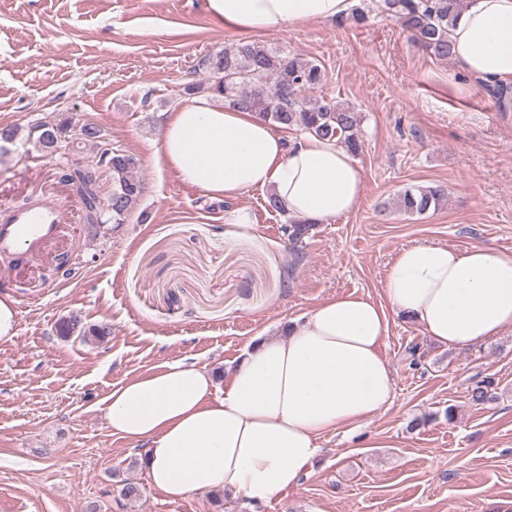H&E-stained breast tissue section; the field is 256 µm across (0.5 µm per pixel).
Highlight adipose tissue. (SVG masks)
<instances>
[{
	"mask_svg": "<svg viewBox=\"0 0 512 512\" xmlns=\"http://www.w3.org/2000/svg\"><path fill=\"white\" fill-rule=\"evenodd\" d=\"M351 0H205L209 16L244 34L338 19ZM462 75L512 87V0H467L450 29ZM154 152L210 198L273 193L288 217L328 224L355 211L358 160L337 141L286 145L254 113L192 99L166 115ZM384 302L349 293L252 340L226 383L194 363L163 364L106 397L114 434L140 445L154 489L171 497L221 490L254 505L298 486L331 431L360 427L394 398L382 343L394 318L435 341L481 344L512 329V251L414 245L398 251Z\"/></svg>",
	"mask_w": 512,
	"mask_h": 512,
	"instance_id": "1",
	"label": "adipose tissue"
}]
</instances>
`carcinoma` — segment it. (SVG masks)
I'll return each instance as SVG.
<instances>
[{"mask_svg":"<svg viewBox=\"0 0 512 512\" xmlns=\"http://www.w3.org/2000/svg\"><path fill=\"white\" fill-rule=\"evenodd\" d=\"M466 0H380V8L401 21L408 39L426 54L452 59L449 29ZM198 68L206 73L203 82L184 86L187 95H215L232 108L249 110L268 123L283 129L300 131L318 138L337 140L351 153L361 150L359 140L362 113L347 103L326 95L314 96L326 79L318 61L286 49L243 41L204 55ZM66 120L41 123L31 128L28 139L47 154L57 150L61 138L68 136ZM84 145L90 147L98 162L112 169V195L100 200L96 179L86 167H66L64 180L73 185L85 205L84 223L95 232L110 215L112 223H124L143 195L144 186L137 175L138 162L130 163L127 151L111 148L95 124L81 127ZM448 202V189L441 184L407 187L396 198L397 209L409 216L438 210ZM314 225L292 219L284 227L288 242L297 246L308 237ZM57 333L64 337L78 335L82 341L101 343L111 334L106 324L87 326L81 315L62 318Z\"/></svg>","mask_w":512,"mask_h":512,"instance_id":"obj_1","label":"carcinoma"}]
</instances>
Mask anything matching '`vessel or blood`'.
<instances>
[{"label":"vessel or blood","instance_id":"vessel-or-blood-1","mask_svg":"<svg viewBox=\"0 0 512 512\" xmlns=\"http://www.w3.org/2000/svg\"><path fill=\"white\" fill-rule=\"evenodd\" d=\"M82 207L79 196L65 190H41L22 206L0 190V258L9 261L0 270V284L10 285L23 272L29 282L41 281L54 248L72 250Z\"/></svg>","mask_w":512,"mask_h":512}]
</instances>
